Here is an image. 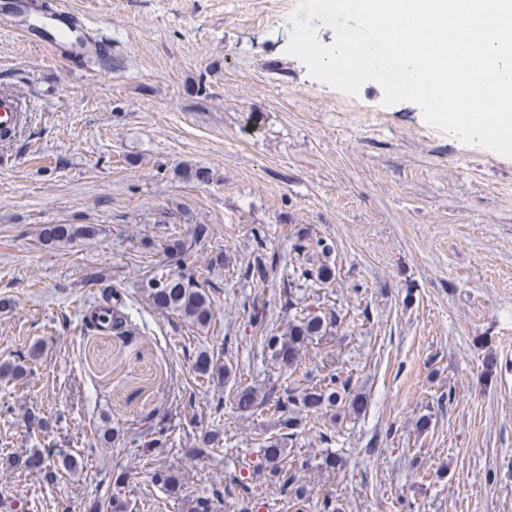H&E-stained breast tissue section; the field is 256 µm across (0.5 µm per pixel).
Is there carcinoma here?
<instances>
[{
	"label": "carcinoma",
	"mask_w": 512,
	"mask_h": 512,
	"mask_svg": "<svg viewBox=\"0 0 512 512\" xmlns=\"http://www.w3.org/2000/svg\"><path fill=\"white\" fill-rule=\"evenodd\" d=\"M100 229L95 224H48L41 231V240L50 247H59L78 239H89L97 236ZM260 234L254 233L256 245L251 251L245 268V275L257 282L265 284L270 281L277 268L276 256H268L263 252ZM88 280L99 285L100 308L112 313V320L108 321L93 313L85 320L84 330L89 332H110L117 336L132 334L131 322L120 310L121 301H113L112 286L105 284L102 277L92 274ZM146 293L153 303L177 314L184 322L200 328L205 327L212 317L211 301L208 291L190 274L172 276H154L148 279ZM266 302L253 304L250 316V326L253 329L254 346L261 349H270L274 355L288 365L290 374H295L300 368L299 351L307 339L319 335L328 327L327 317L321 315L297 314L288 325L287 331L275 336L269 334L266 327ZM308 373H303L298 383L306 380ZM291 383V384H293ZM291 384H280L272 387L263 396H258L251 387L236 391L232 395L234 405L245 412L255 410L267 411L277 416L281 427L295 430L302 426L299 418L298 404L312 410L322 405L344 406L352 408L362 407L357 397L350 396L348 380L333 374L323 378L319 385L298 394V388ZM215 438L206 435L197 443L192 453L199 459H210L218 455L214 448ZM265 468L268 469L270 479L281 487L282 492L289 495L290 501L300 500L299 490L295 487V473L280 464L279 449L270 445L263 446ZM0 464L20 472L36 471L42 474L44 481L55 482L59 476V468L53 459L51 450H35L26 456H19L14 452L0 453ZM86 512H126L125 506L118 500L97 498L89 503Z\"/></svg>",
	"instance_id": "carcinoma-1"
}]
</instances>
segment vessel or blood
<instances>
[{
	"instance_id": "b4317fda",
	"label": "vessel or blood",
	"mask_w": 512,
	"mask_h": 512,
	"mask_svg": "<svg viewBox=\"0 0 512 512\" xmlns=\"http://www.w3.org/2000/svg\"><path fill=\"white\" fill-rule=\"evenodd\" d=\"M32 10L41 11L38 0H0V24L23 30L28 43L67 54L78 66L93 57L111 56V41L79 33L74 13L64 0H52L48 11H42L50 28L46 34L28 27L26 15ZM19 106L20 100L13 93H0V134L15 128L20 119Z\"/></svg>"
}]
</instances>
